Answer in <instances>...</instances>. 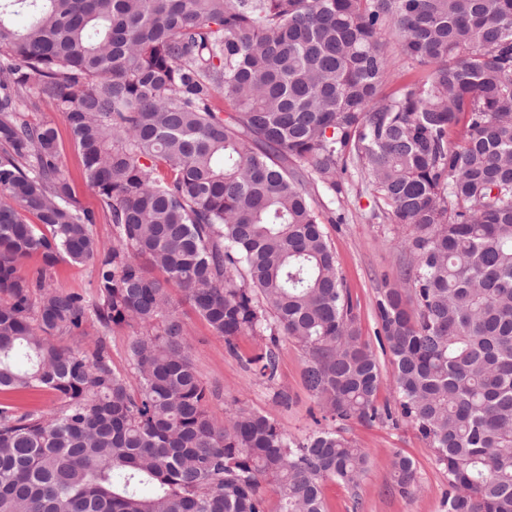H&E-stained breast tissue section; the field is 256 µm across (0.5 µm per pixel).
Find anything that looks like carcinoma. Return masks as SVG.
Instances as JSON below:
<instances>
[{"label":"carcinoma","mask_w":512,"mask_h":512,"mask_svg":"<svg viewBox=\"0 0 512 512\" xmlns=\"http://www.w3.org/2000/svg\"><path fill=\"white\" fill-rule=\"evenodd\" d=\"M388 31L423 76L386 98ZM46 108L108 248L56 128L29 119ZM351 166L411 231L415 306L404 288L377 301L394 410L312 194L342 196ZM60 261L91 264L92 292L51 283ZM173 287L229 352L261 341L262 378L296 342L324 419L410 422L447 512H512V0H0V392L58 398L0 403V512H267L264 483L277 512H325V481L359 485L370 455L336 429L214 419ZM114 324L133 329L128 372ZM392 478L409 493L413 460ZM29 118L33 122L45 120L54 122L58 131L61 160L69 174L74 193L84 207L95 212L97 224L94 228L100 244L105 247L111 246L113 240L112 224L109 221L108 214L103 211L99 199L85 182L80 154L61 115L58 112L45 110L44 112L29 114ZM132 329L127 325H116L111 327L107 333L108 341L111 347L112 362L119 370L129 369L128 358L126 354V343L129 336L132 335ZM1 400L13 401L21 407L36 405L41 407L42 409H51L58 403L57 398L53 394L46 391H42L31 396L25 397H19L8 393H0V401Z\"/></svg>","instance_id":"1"}]
</instances>
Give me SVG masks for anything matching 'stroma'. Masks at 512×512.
<instances>
[{"mask_svg": "<svg viewBox=\"0 0 512 512\" xmlns=\"http://www.w3.org/2000/svg\"><path fill=\"white\" fill-rule=\"evenodd\" d=\"M31 119L54 122L61 160L74 193L84 207L95 212V232L101 245L111 246L109 217L85 182L80 154L61 115L47 110L32 114ZM318 196L326 204L327 221L323 228L335 253L343 285L352 296L357 324L363 338L374 341L380 288L403 285L406 279L408 253L402 241L408 232L390 223L373 187L356 171H349L347 191L341 198L332 199L323 188ZM175 301L189 330L194 367L201 380L218 392L210 403L215 419L224 420L233 409L242 407L267 414L296 437L314 429V420L321 411L305 386L306 358L298 345L281 340L277 377L271 383L263 381L245 364L246 357L256 348L253 337H240L237 353H230L223 338L212 332L183 296H176ZM278 389L287 390L288 406L275 401L274 392ZM343 433L367 450L371 466L357 489L333 480L325 482L326 512H446L448 475L439 465L433 448L410 424L402 421L368 425L351 420L344 423ZM399 454L410 457L417 470V486L408 495L400 493L391 475L392 461Z\"/></svg>", "mask_w": 512, "mask_h": 512, "instance_id": "obj_1", "label": "stroma"}]
</instances>
